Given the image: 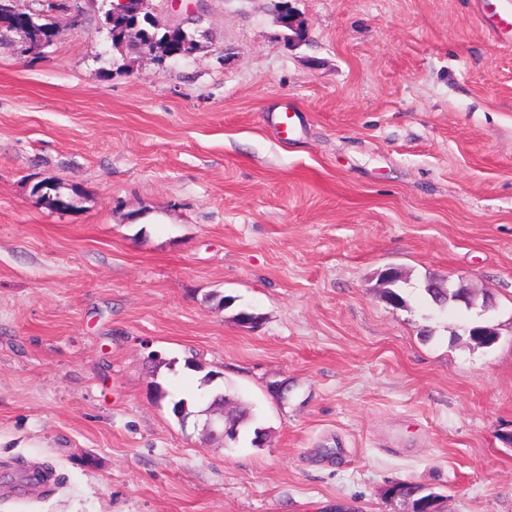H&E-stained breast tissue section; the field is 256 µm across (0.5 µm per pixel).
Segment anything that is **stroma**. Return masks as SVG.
Wrapping results in <instances>:
<instances>
[{
  "mask_svg": "<svg viewBox=\"0 0 512 512\" xmlns=\"http://www.w3.org/2000/svg\"><path fill=\"white\" fill-rule=\"evenodd\" d=\"M145 8L197 50H113L105 0L41 53L0 36V483L53 475L0 512H401L396 481L512 512V50L473 0ZM431 280L469 303L436 313ZM211 370L264 446L174 416Z\"/></svg>",
  "mask_w": 512,
  "mask_h": 512,
  "instance_id": "1",
  "label": "stroma"
}]
</instances>
